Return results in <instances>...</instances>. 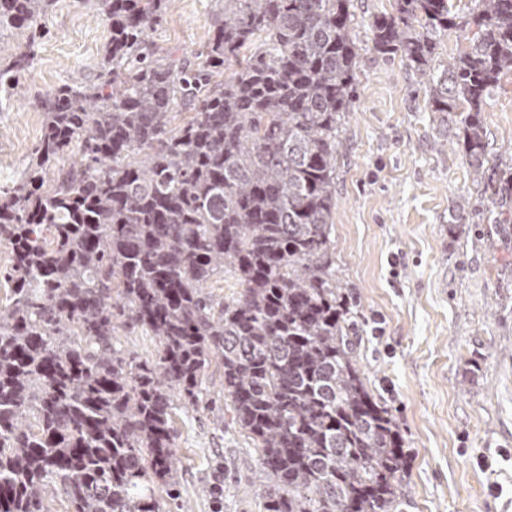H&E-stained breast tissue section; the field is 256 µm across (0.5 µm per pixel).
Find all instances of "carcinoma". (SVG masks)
<instances>
[{"label": "carcinoma", "mask_w": 512, "mask_h": 512, "mask_svg": "<svg viewBox=\"0 0 512 512\" xmlns=\"http://www.w3.org/2000/svg\"><path fill=\"white\" fill-rule=\"evenodd\" d=\"M165 2L97 0L112 38L96 79L44 100L23 178L0 186L13 283L0 307V512H48L58 490L75 512H165L154 483L173 469L174 395L198 402L215 358L260 451L265 512H398L408 457L361 376L332 239L359 68L351 0H224L198 65L147 50ZM396 2L371 24L374 47L426 84L430 111L467 104L479 183L482 106L512 72V0H473L476 32L440 71L451 0ZM53 3L0 0V31H36ZM31 58L0 70V94ZM219 273L241 291L216 311L202 288ZM123 326L157 338L153 362L117 348Z\"/></svg>", "instance_id": "carcinoma-1"}]
</instances>
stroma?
Listing matches in <instances>:
<instances>
[{
    "label": "stroma",
    "mask_w": 512,
    "mask_h": 512,
    "mask_svg": "<svg viewBox=\"0 0 512 512\" xmlns=\"http://www.w3.org/2000/svg\"><path fill=\"white\" fill-rule=\"evenodd\" d=\"M360 47L343 121L332 237L336 266L360 305L357 361L396 419L409 452L403 512H512V73L481 114L489 198L470 176L466 107L430 111L428 90L400 57L378 52L370 24L396 0H352ZM473 0H453L458 24L437 40L452 64L475 28ZM224 0H167L149 49L197 60ZM40 37L0 32V69L27 46L32 65L0 96V185L18 180L39 143L41 102L93 78L110 41L96 0H55ZM471 206L456 219L461 197ZM203 400L178 402L175 463L155 493L167 512H264L259 451L233 420L224 365L202 378Z\"/></svg>",
    "instance_id": "stroma-1"
}]
</instances>
